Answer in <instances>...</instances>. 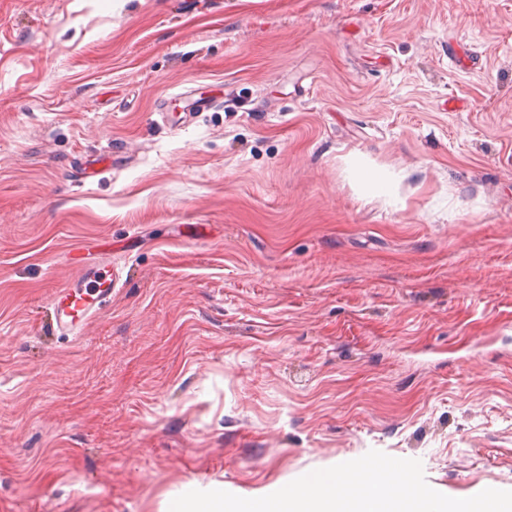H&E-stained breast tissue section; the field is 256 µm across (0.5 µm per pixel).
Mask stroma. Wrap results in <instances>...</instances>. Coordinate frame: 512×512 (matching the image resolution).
I'll list each match as a JSON object with an SVG mask.
<instances>
[{
	"instance_id": "35a3bbf8",
	"label": "stroma",
	"mask_w": 512,
	"mask_h": 512,
	"mask_svg": "<svg viewBox=\"0 0 512 512\" xmlns=\"http://www.w3.org/2000/svg\"><path fill=\"white\" fill-rule=\"evenodd\" d=\"M371 450L512 490V0H0V512ZM123 273V267L109 257L83 265L76 278L55 291L51 300L53 329L79 335L86 322L112 301L115 288L123 284Z\"/></svg>"
}]
</instances>
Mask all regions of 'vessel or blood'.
<instances>
[{"label": "vessel or blood", "instance_id": "1", "mask_svg": "<svg viewBox=\"0 0 512 512\" xmlns=\"http://www.w3.org/2000/svg\"><path fill=\"white\" fill-rule=\"evenodd\" d=\"M123 268L105 258L83 266L79 275L56 290L51 303V324L61 334H80L83 326L112 299L123 282Z\"/></svg>", "mask_w": 512, "mask_h": 512}]
</instances>
